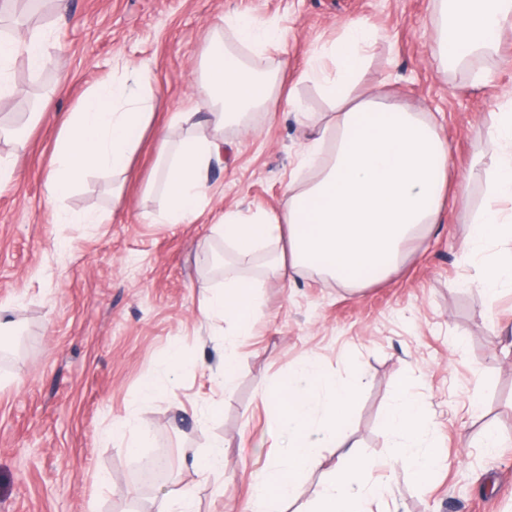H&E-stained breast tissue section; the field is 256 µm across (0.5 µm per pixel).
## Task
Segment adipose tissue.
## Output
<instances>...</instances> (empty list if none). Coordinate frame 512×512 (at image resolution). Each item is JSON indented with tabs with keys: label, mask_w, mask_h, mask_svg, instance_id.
I'll return each instance as SVG.
<instances>
[{
	"label": "adipose tissue",
	"mask_w": 512,
	"mask_h": 512,
	"mask_svg": "<svg viewBox=\"0 0 512 512\" xmlns=\"http://www.w3.org/2000/svg\"><path fill=\"white\" fill-rule=\"evenodd\" d=\"M432 57L439 67L461 63L494 49L512 24V0H435ZM374 32L354 19L303 77L333 101L335 112L315 124L303 163L313 180L291 179L284 208L250 216L225 210L214 225L227 255L241 267L260 266L261 276H228L223 288L201 286L200 312L224 321L225 335H251L261 312L259 292L268 281H294L312 270L361 292L397 273L413 242L430 236L444 220L448 189V135L418 113L378 95L359 99L349 90L364 67ZM31 69L50 65L43 35L0 41V100L19 96L8 79L17 55ZM122 79L98 86L74 110L59 114V137L44 182L48 205L74 190L92 173L112 177V202L120 204L132 160L154 115V74L149 66H123ZM279 89L276 75L249 69L222 40H212L201 64L189 108L175 113L182 134L165 140L160 170L145 191L163 205L152 219L161 224H193L203 213L212 186L209 172L224 155V128L246 113L265 109ZM495 160L485 171L486 205L463 245L474 269L470 280L488 302L512 291V252L495 241L512 239L499 201H512V113L495 112L489 127ZM365 376L336 378L310 357L287 379L266 389L262 401L284 438L285 451L251 478V495L240 512H284L297 497L303 474L323 468V449L340 454L332 474L316 489L308 512H372L387 487L371 479V464L344 431ZM384 425L393 440L390 464L424 483L437 454L426 437L430 420L423 401L400 386Z\"/></svg>",
	"instance_id": "ef3b65f1"
}]
</instances>
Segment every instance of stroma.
Listing matches in <instances>:
<instances>
[{"mask_svg": "<svg viewBox=\"0 0 512 512\" xmlns=\"http://www.w3.org/2000/svg\"><path fill=\"white\" fill-rule=\"evenodd\" d=\"M432 0H65L38 18L15 17L12 31L39 29L52 63L45 82L27 80L15 58L11 82L37 99L39 120L19 101L0 102V122L24 123V143L0 140V161L16 178L0 185V309L10 327L0 339L23 340L0 358V512H154V496L172 483L194 485L195 512H238L249 475L280 457V438L262 402L265 389L306 358L327 373L367 379L346 430L393 494L381 512H512V293L487 305L468 287L461 245L486 202L471 175L488 162L490 113L512 103V27L496 48L462 68L438 69ZM234 14L282 31L261 68L280 70L283 90L265 110L224 128L226 152L213 165L218 189L193 224H152L161 206L146 194L170 119L193 99L197 64L221 17ZM353 18L375 32L357 94L388 101L443 125L452 154L448 178L466 181L468 201L449 210L437 233L386 281L350 292L314 272L293 285L269 282L264 318L236 341V373L222 386L224 324L203 320L202 280L220 283L223 240L212 224L224 209L273 211L296 172L309 137L292 106L331 110L318 87L302 80L309 61ZM154 72L155 114L133 163L125 199L112 205V181L88 177L63 202L104 216L101 224H61L46 205L44 180L59 135L56 116L116 78V61ZM66 75L67 90L55 84ZM179 348L174 394L143 400L150 378L165 379ZM423 396L431 438L446 458L425 485L389 465L383 418L401 382ZM479 394L484 417L467 414ZM220 417L198 425L210 399ZM497 429L498 452L461 446L460 433ZM142 441H135L136 433ZM223 443V471L202 480L185 459ZM169 453L173 471L145 480L141 463Z\"/></svg>", "mask_w": 512, "mask_h": 512, "instance_id": "35a3bbf8", "label": "stroma"}]
</instances>
